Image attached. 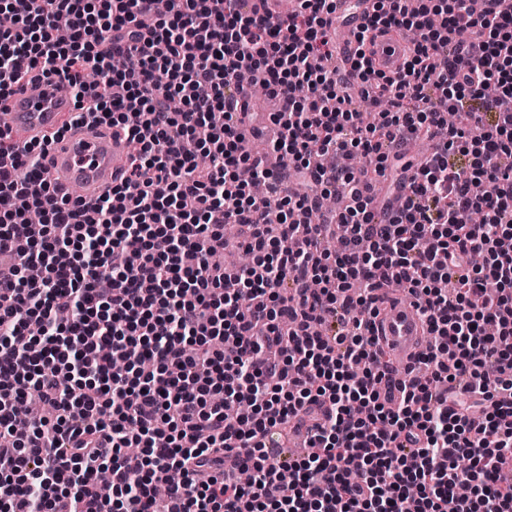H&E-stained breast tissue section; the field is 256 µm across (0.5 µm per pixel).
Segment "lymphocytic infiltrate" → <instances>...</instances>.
<instances>
[{
	"label": "lymphocytic infiltrate",
	"instance_id": "lymphocytic-infiltrate-1",
	"mask_svg": "<svg viewBox=\"0 0 512 512\" xmlns=\"http://www.w3.org/2000/svg\"><path fill=\"white\" fill-rule=\"evenodd\" d=\"M153 8L0 0V102L39 69L71 87L75 122L140 142L87 204L44 179L46 143L0 132V512H155L170 471L164 512H512V0H374L348 62L327 35L335 0L278 16L170 0L142 25ZM386 29L418 34L392 76L366 55ZM244 69L281 102L287 169L242 151ZM420 139L403 205L374 223L392 143ZM31 210L42 231L21 246ZM230 247L252 265L209 263ZM387 282L433 339L426 378L406 369L391 398L370 321ZM32 389L55 423L18 412ZM300 416L308 452L275 457Z\"/></svg>",
	"mask_w": 512,
	"mask_h": 512
}]
</instances>
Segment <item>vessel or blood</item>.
Listing matches in <instances>:
<instances>
[{
    "mask_svg": "<svg viewBox=\"0 0 512 512\" xmlns=\"http://www.w3.org/2000/svg\"><path fill=\"white\" fill-rule=\"evenodd\" d=\"M348 0H336L338 15L345 25L331 28L329 34L337 55L348 56L358 47L356 35L364 12L371 7L363 0L360 10L347 8ZM409 49L407 41L394 33L378 34L367 50L377 69L393 74L402 65ZM75 110L72 97L61 94L54 79H43L17 88L0 113V130L9 133L16 147L42 139L45 134L62 131V124ZM46 162V180L62 191L79 189L84 201L92 202L119 184L127 169V143L108 133L89 131L62 132ZM378 314L373 332L393 363L411 364L424 343L425 324L418 311L396 299L388 290H380L376 303Z\"/></svg>",
    "mask_w": 512,
    "mask_h": 512,
    "instance_id": "b4317fda",
    "label": "vessel or blood"
}]
</instances>
